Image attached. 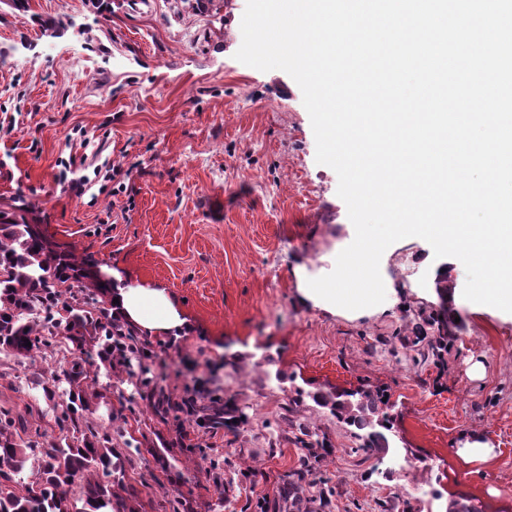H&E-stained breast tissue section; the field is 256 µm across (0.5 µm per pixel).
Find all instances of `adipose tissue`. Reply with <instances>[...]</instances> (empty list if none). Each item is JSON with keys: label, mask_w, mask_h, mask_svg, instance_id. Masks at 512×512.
I'll list each match as a JSON object with an SVG mask.
<instances>
[{"label": "adipose tissue", "mask_w": 512, "mask_h": 512, "mask_svg": "<svg viewBox=\"0 0 512 512\" xmlns=\"http://www.w3.org/2000/svg\"><path fill=\"white\" fill-rule=\"evenodd\" d=\"M116 302L113 313L119 314L151 336H163L183 330L187 324L166 291L143 284H126L113 288Z\"/></svg>", "instance_id": "adipose-tissue-1"}]
</instances>
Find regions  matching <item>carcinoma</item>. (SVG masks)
<instances>
[{
  "instance_id": "obj_1",
  "label": "carcinoma",
  "mask_w": 512,
  "mask_h": 512,
  "mask_svg": "<svg viewBox=\"0 0 512 512\" xmlns=\"http://www.w3.org/2000/svg\"><path fill=\"white\" fill-rule=\"evenodd\" d=\"M110 290L111 284L73 252L57 250L38 225L0 211V340L10 344L8 350L0 346V353L30 359L58 336L76 352L62 373L37 382L61 432L58 439L48 440L23 416L0 410V512H135L116 491L123 485L124 466L112 447V430L83 424L90 400L102 398L89 393L93 357L112 362L114 336L125 337L129 353L143 351L134 339L137 329L112 315ZM314 401L364 432L367 452L378 455L388 448L378 431L387 428V419L379 417L382 394L365 390L355 401L340 395ZM176 409L214 426L229 424L234 413L227 404L193 398L166 399L155 413L164 420Z\"/></svg>"
}]
</instances>
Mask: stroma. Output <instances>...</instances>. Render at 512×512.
I'll use <instances>...</instances> for the list:
<instances>
[{
    "label": "stroma",
    "instance_id": "obj_1",
    "mask_svg": "<svg viewBox=\"0 0 512 512\" xmlns=\"http://www.w3.org/2000/svg\"><path fill=\"white\" fill-rule=\"evenodd\" d=\"M246 0H28L0 7V209L30 222L93 269L164 289L190 324L151 336V383L138 361L99 370L85 417L125 428L124 485L137 512H446L453 499L512 512V318L461 305L436 361V287L455 258L409 238L393 245L401 285L380 319L300 304L293 269H329L352 223L338 177L316 161L302 92L285 71L235 58ZM61 22L60 37L45 23ZM102 151L128 172L125 193L91 178L83 197L57 181L62 162ZM73 346L36 360L0 354V408L29 409L58 436L37 379ZM380 389L389 397L388 458L414 475L377 474L353 427L312 396ZM218 394L232 427L155 417L160 398ZM487 445L468 461L466 442ZM430 484L419 493L414 479Z\"/></svg>",
    "mask_w": 512,
    "mask_h": 512
}]
</instances>
